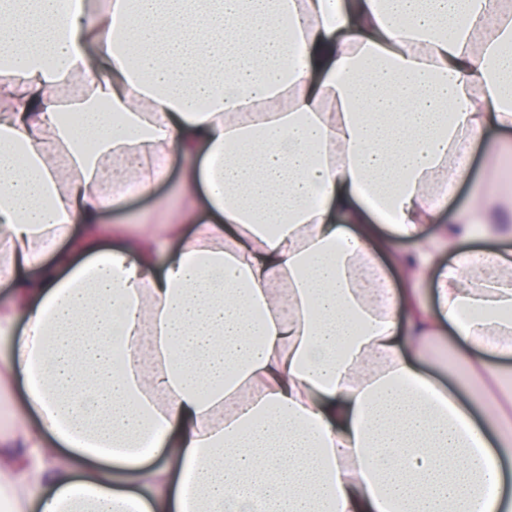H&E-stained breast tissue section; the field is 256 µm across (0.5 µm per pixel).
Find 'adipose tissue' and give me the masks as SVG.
I'll return each mask as SVG.
<instances>
[{
	"mask_svg": "<svg viewBox=\"0 0 512 512\" xmlns=\"http://www.w3.org/2000/svg\"><path fill=\"white\" fill-rule=\"evenodd\" d=\"M0 51L14 512H512V417L422 367L512 339V252L458 247L512 220L491 189L425 232L459 143L512 128V0H0ZM368 253L370 259L381 268L388 281L386 284V288L399 289L402 288V279L398 271L394 269H389L387 266V258L381 249H379L375 244L370 243L368 245Z\"/></svg>",
	"mask_w": 512,
	"mask_h": 512,
	"instance_id": "obj_1",
	"label": "adipose tissue"
}]
</instances>
